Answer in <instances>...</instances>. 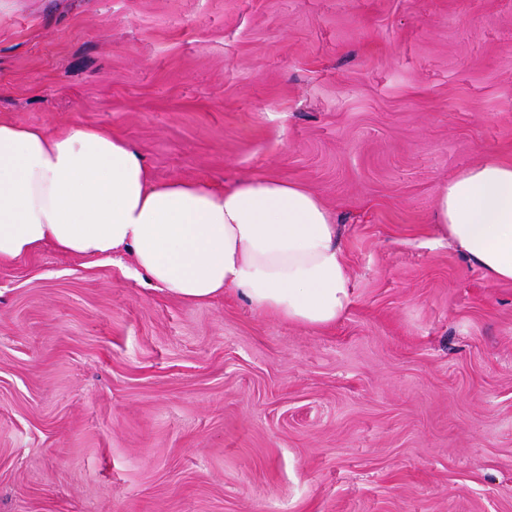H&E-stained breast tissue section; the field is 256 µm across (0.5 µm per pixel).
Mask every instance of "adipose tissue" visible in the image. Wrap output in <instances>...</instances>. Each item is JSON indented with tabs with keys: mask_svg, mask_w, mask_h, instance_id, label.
Returning <instances> with one entry per match:
<instances>
[{
	"mask_svg": "<svg viewBox=\"0 0 512 512\" xmlns=\"http://www.w3.org/2000/svg\"><path fill=\"white\" fill-rule=\"evenodd\" d=\"M432 221L488 279L512 282V162L460 171L442 186ZM340 238L305 186L158 181L135 146L99 128L47 133L0 122V265L47 245L96 263L125 252L183 302L232 289L256 309L317 328L353 302Z\"/></svg>",
	"mask_w": 512,
	"mask_h": 512,
	"instance_id": "obj_1",
	"label": "adipose tissue"
}]
</instances>
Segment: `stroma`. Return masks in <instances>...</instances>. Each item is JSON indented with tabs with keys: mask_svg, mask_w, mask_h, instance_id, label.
<instances>
[{
	"mask_svg": "<svg viewBox=\"0 0 512 512\" xmlns=\"http://www.w3.org/2000/svg\"><path fill=\"white\" fill-rule=\"evenodd\" d=\"M0 121L271 176L341 229L309 328L45 248L0 266V512H512V283L431 220L512 161V0H8Z\"/></svg>",
	"mask_w": 512,
	"mask_h": 512,
	"instance_id": "stroma-1",
	"label": "stroma"
}]
</instances>
